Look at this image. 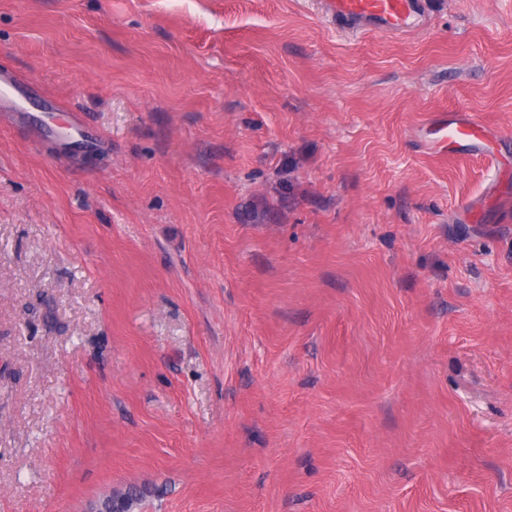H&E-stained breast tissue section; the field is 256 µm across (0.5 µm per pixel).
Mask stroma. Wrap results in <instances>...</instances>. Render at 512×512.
<instances>
[{"label":"stroma","instance_id":"obj_1","mask_svg":"<svg viewBox=\"0 0 512 512\" xmlns=\"http://www.w3.org/2000/svg\"><path fill=\"white\" fill-rule=\"evenodd\" d=\"M2 66L0 512H512V0H0ZM437 0H326L325 11L354 33L407 35L429 20ZM431 131L435 137L428 142V148L441 155L452 152L487 156L489 143L498 137V130L476 114L441 120ZM147 496V489L142 486L128 485L122 492H118L102 499L98 503V509L101 512L105 510L112 512V503L114 500H124L126 502V512L134 511V507L143 501Z\"/></svg>","mask_w":512,"mask_h":512}]
</instances>
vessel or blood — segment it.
Returning a JSON list of instances; mask_svg holds the SVG:
<instances>
[{"instance_id":"obj_1","label":"vessel or blood","mask_w":512,"mask_h":512,"mask_svg":"<svg viewBox=\"0 0 512 512\" xmlns=\"http://www.w3.org/2000/svg\"><path fill=\"white\" fill-rule=\"evenodd\" d=\"M434 0H325V11L340 26L352 32L377 35H407L420 30L428 21ZM429 141L438 154L487 155L496 139V129L475 114L439 121Z\"/></svg>"}]
</instances>
